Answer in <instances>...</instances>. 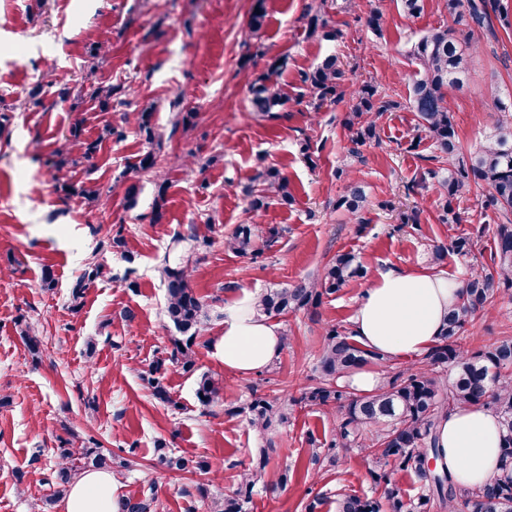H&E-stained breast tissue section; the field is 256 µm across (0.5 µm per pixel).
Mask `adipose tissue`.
Returning <instances> with one entry per match:
<instances>
[{"instance_id": "1", "label": "adipose tissue", "mask_w": 512, "mask_h": 512, "mask_svg": "<svg viewBox=\"0 0 512 512\" xmlns=\"http://www.w3.org/2000/svg\"><path fill=\"white\" fill-rule=\"evenodd\" d=\"M461 280L426 269L380 271L351 317V335L363 348L390 358L426 353L437 341ZM224 366L239 375L269 366L281 351L277 323L260 316L251 296L224 312V334L213 346ZM502 430L480 406L457 409L442 418L440 466L461 486L485 484L497 474ZM122 499L111 473L89 471L72 484L65 512H120Z\"/></svg>"}]
</instances>
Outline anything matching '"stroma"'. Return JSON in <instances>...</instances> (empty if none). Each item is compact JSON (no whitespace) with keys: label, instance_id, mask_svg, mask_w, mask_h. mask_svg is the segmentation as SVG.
<instances>
[{"label":"stroma","instance_id":"stroma-1","mask_svg":"<svg viewBox=\"0 0 512 512\" xmlns=\"http://www.w3.org/2000/svg\"><path fill=\"white\" fill-rule=\"evenodd\" d=\"M313 0H266L258 38L248 36L255 0H0V512H64L51 500L60 448L95 440L114 460L132 466L119 479V493L137 500L153 493L157 512H207L212 500L232 495L239 475L260 458L270 470L291 468L292 481L276 493H259L252 512H305L314 496L319 512H336L339 493H370L371 465L349 450L335 469L319 473L307 455L309 437L330 438L333 416L318 410L295 413L290 423L258 434L243 417L224 409L249 400L253 390L299 396L314 376L327 326L349 325L365 281L351 283L316 311L279 319L293 342L277 358L275 373L241 377L213 353L223 336L221 315L243 293L259 294L317 275L339 252H350L368 278L387 268L431 267L433 242L473 238L466 257L448 254L443 270L466 277L491 263L493 234L481 203L485 190L472 188L454 203L460 220H440L442 200L433 187L417 186L434 149L417 137L409 96L411 45L449 23L445 0H423L415 16L399 0H357L355 10L334 0L329 11L336 40L309 36L305 16ZM381 13L380 30L366 24ZM480 51L469 90L448 95V107L464 150L482 145L499 117L488 99L495 87L512 88V38L475 34ZM97 43L107 52L90 59ZM336 55L354 82L374 80L399 109L377 122L378 136L361 146L358 177L369 205L364 225L333 204L345 183L335 171L350 145L344 126L350 101L313 110L297 80L299 71ZM284 56L288 67L277 81L288 96L280 118L263 120L249 108L248 86L265 69L266 57ZM95 67L102 85L123 87L124 111L154 109L159 140L147 144L134 127L124 138L104 137L105 125L122 111H101L80 95L81 76ZM71 91L59 99L60 88ZM197 115L194 127L175 126L170 103ZM98 142L91 162L69 171L71 181L95 182L106 205L91 208L65 196L51 163L71 128ZM313 159H306L303 146ZM155 151L167 182L165 218L153 221L152 176L138 172L146 151ZM195 155L192 174L177 167ZM278 169L291 184V205L271 204L248 214L241 190L259 171ZM415 214L419 229L401 225L400 212ZM278 226L283 234L263 258L225 249L236 225ZM211 224L191 286L215 316L194 347L196 369L167 362L174 326L164 315L166 290L157 267L174 235ZM124 245H116V238ZM103 263L106 277L89 282L80 303L72 287L89 262ZM55 274L44 287V268ZM41 337L32 355L24 327ZM471 346L512 336V301L501 300L468 327ZM164 360L163 382L177 408L154 398L140 374ZM208 373L222 385L218 404L196 398V380ZM204 462L205 470L175 472L159 459V447Z\"/></svg>","mask_w":512,"mask_h":512}]
</instances>
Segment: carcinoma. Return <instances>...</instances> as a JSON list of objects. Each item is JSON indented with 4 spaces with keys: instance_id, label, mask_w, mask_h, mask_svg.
<instances>
[{
    "instance_id": "cac0c4a2",
    "label": "carcinoma",
    "mask_w": 512,
    "mask_h": 512,
    "mask_svg": "<svg viewBox=\"0 0 512 512\" xmlns=\"http://www.w3.org/2000/svg\"><path fill=\"white\" fill-rule=\"evenodd\" d=\"M329 0H315L310 7L308 29L323 37L333 38L326 19ZM450 24L436 29L412 44L409 61L415 65L409 89L408 105L416 113L417 130L432 141L440 163L425 169L418 181L424 186L432 183L442 197V221H458L453 202L472 187H486L485 207L494 210L498 223L493 228L495 249L492 265L473 269L463 280L458 302L448 310L445 327L436 344L421 358L402 366L383 355L356 344L350 333L340 326L325 330L313 383L301 390L298 397L252 393L242 406L224 410L232 419L248 416L249 424L261 435L290 422L297 409L311 408L336 417L332 438L320 441L308 439V454L315 464L338 465L345 453L357 448L370 460L374 491L370 495L341 493L336 500V512H512V337L484 348L474 349L467 344V327L502 295L512 298V90L496 96V108L502 112L494 132L475 152L467 155L456 133L447 97L451 91L468 87L477 52L474 31L497 20L501 28L512 30V0H445ZM266 18L265 0H255L249 27L258 32ZM287 60L274 58L267 63L269 74L250 84V111L261 117L275 116L288 97L270 76L286 68ZM299 81L313 110L326 102L334 103L349 96L353 100L345 126L351 133L352 147L347 149V163L336 169V178L346 181L344 193L336 199V208L348 213L351 219L363 222L367 196L361 182L354 176V164L363 163L359 146L377 135V121L400 103L379 94L371 81L346 85V72L333 54L310 70L299 72ZM80 92L90 101L107 109L112 97L121 93L117 86L103 87L96 78L95 66H89L83 77ZM154 112L145 108L133 114L123 113L121 122L134 125L137 132L151 143L156 139ZM69 151L78 156L55 162L56 170L65 165L89 162L98 149L96 142L80 140L74 129L67 138ZM261 183L244 187L249 211L256 212L276 201L291 202L287 179L276 169L259 173ZM61 189L66 195H76L90 204L101 205L103 199L96 186L64 181ZM282 230L272 226L265 229L256 224H240L224 238V247L253 257L272 248ZM196 260L188 255L170 262L165 254L158 267L165 285V313L179 336L171 339L169 360L187 371L195 368L196 340L201 336L211 309L191 288L190 280ZM104 276V267L91 262L73 287V298L83 294L86 282ZM366 276L363 266L349 252L337 254L322 272L282 288H268L257 297L255 310L267 318H277L290 312L315 311L323 299L335 295L350 282ZM163 361L150 364L146 381L153 396L161 403L176 406L162 380L158 377ZM367 365L379 367L380 383L368 392H356L341 384L348 373ZM456 373L453 379L444 376L448 366ZM221 388L211 376L202 374L196 383V398L209 407L218 402ZM481 406L498 418L502 427V451L499 474L478 489L462 488L444 469L432 468L430 460L440 458L437 427L440 418L456 408ZM171 469H205L200 461L175 454L163 455ZM110 469L112 458L98 448L60 449L56 488L53 495L66 493L73 481L88 469ZM409 475L420 483V492L407 497L395 476ZM288 470L271 472L267 461L259 459L245 470L233 495L214 500L212 512H249L254 495L274 492L284 487ZM155 496L140 500L128 499L122 512H153Z\"/></svg>"
}]
</instances>
